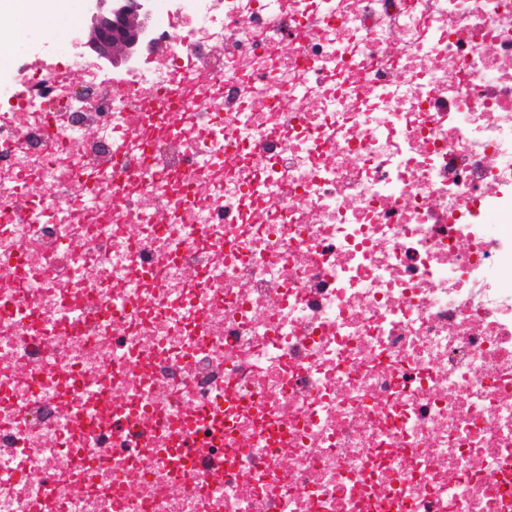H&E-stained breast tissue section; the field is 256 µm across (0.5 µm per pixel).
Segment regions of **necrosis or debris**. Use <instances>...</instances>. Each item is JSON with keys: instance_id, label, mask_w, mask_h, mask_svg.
Wrapping results in <instances>:
<instances>
[{"instance_id": "4bbe7bcc", "label": "necrosis or debris", "mask_w": 512, "mask_h": 512, "mask_svg": "<svg viewBox=\"0 0 512 512\" xmlns=\"http://www.w3.org/2000/svg\"><path fill=\"white\" fill-rule=\"evenodd\" d=\"M152 3L0 109V512H512V0Z\"/></svg>"}]
</instances>
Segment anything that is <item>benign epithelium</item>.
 Listing matches in <instances>:
<instances>
[{"mask_svg": "<svg viewBox=\"0 0 512 512\" xmlns=\"http://www.w3.org/2000/svg\"><path fill=\"white\" fill-rule=\"evenodd\" d=\"M147 19L145 0H113L110 10L94 17L83 45L109 62L128 60L148 43Z\"/></svg>", "mask_w": 512, "mask_h": 512, "instance_id": "obj_1", "label": "benign epithelium"}]
</instances>
